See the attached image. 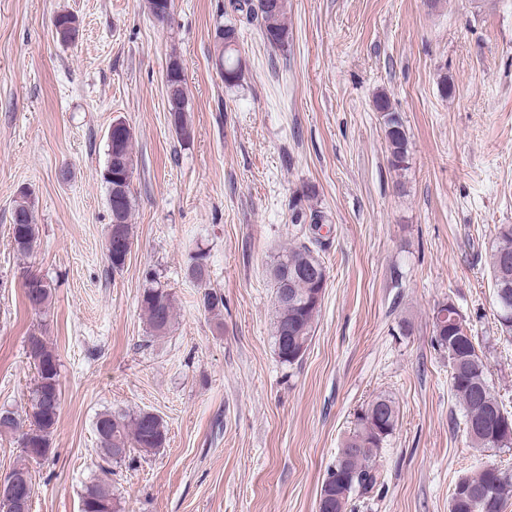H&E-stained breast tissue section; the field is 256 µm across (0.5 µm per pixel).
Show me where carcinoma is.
<instances>
[{"mask_svg": "<svg viewBox=\"0 0 512 512\" xmlns=\"http://www.w3.org/2000/svg\"><path fill=\"white\" fill-rule=\"evenodd\" d=\"M236 12L245 14L247 20L256 23L264 42L273 49L285 47L290 38L286 20L285 0H230ZM172 0H148L151 15L165 20L170 14ZM224 50L218 61L224 68V83L236 84L242 75L245 62L240 55L239 33L235 26H224L219 34ZM172 127L177 135L187 140L191 136L185 115L186 96L180 91L167 95ZM384 124L386 147L390 166L395 171L408 168L409 139L404 122L395 112L390 99L381 94L374 100ZM108 157H119L114 163L107 161L102 180L108 190L121 186V195L112 200L106 240V253L112 271L124 269L128 247L133 245L130 218L133 209L132 178L134 173L132 133L124 123L112 127V139L107 142ZM322 215L318 210L306 211L301 202L293 207L291 223L318 224ZM14 248L28 254L37 243L39 227L29 201V193L20 191V201L15 205L10 224ZM121 238L126 249L115 248V239ZM496 245L491 254V274L495 292L498 323L502 332L512 334V224L497 226ZM320 241L309 238L294 241L272 257L268 265V277L275 299L273 339L280 363L292 365L302 357L304 345L310 342L313 324L318 316L322 292L328 277L324 261L320 258ZM207 252H195L187 267L188 276L203 288L200 303L204 310L215 312L224 307V296L210 287ZM25 298L29 306L40 312L49 306L51 286L42 280L32 284L33 278L22 275ZM150 286L143 289L141 307L151 332L161 336L170 331L175 317L172 293L148 274ZM434 344L448 357L452 388L463 410L464 426L473 447L482 451L493 449L492 442H512V414L492 393L486 377V365L478 353L465 316L459 320H433ZM25 351L32 361L37 380L31 398V411L26 417H16L0 433L18 430L28 424L22 433L27 460L34 459L33 449L41 448L39 458L49 452V440L58 421L61 390L59 360L40 333L31 332L25 339ZM397 411L392 398L378 394L357 413L336 460L329 466L327 477L320 489L318 502L321 512H348L353 497H367L380 484L377 462L384 445L397 426ZM101 458L109 463L115 460L113 449L137 448L144 452L164 447L166 433L161 420L150 412H140L126 417L110 412L99 414L95 423ZM465 493H451L448 512H502L506 499L512 495V473L499 467L481 470L474 476H463ZM118 504L112 484L101 479L89 486L82 496L81 512H117Z\"/></svg>", "mask_w": 512, "mask_h": 512, "instance_id": "obj_1", "label": "carcinoma"}]
</instances>
